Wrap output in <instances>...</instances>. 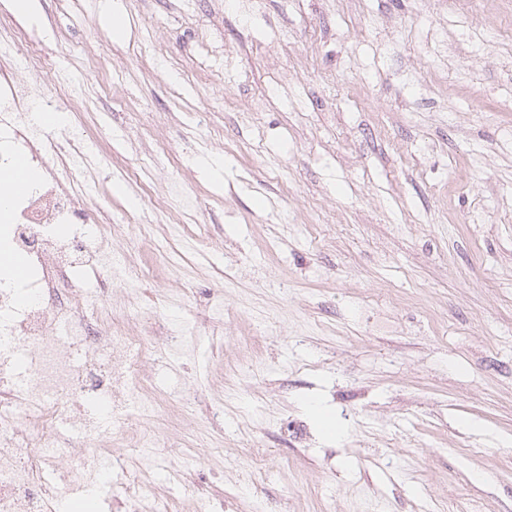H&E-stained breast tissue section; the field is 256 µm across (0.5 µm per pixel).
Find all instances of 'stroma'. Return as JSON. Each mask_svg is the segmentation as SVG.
I'll use <instances>...</instances> for the list:
<instances>
[{"label": "stroma", "mask_w": 512, "mask_h": 512, "mask_svg": "<svg viewBox=\"0 0 512 512\" xmlns=\"http://www.w3.org/2000/svg\"><path fill=\"white\" fill-rule=\"evenodd\" d=\"M32 2L0 0V41L80 97L49 134H99L72 180L112 222L86 235L142 270L156 329L143 495L215 430L204 512H512V0Z\"/></svg>", "instance_id": "1"}]
</instances>
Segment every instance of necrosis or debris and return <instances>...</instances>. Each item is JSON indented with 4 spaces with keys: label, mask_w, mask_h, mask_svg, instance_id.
<instances>
[{
    "label": "necrosis or debris",
    "mask_w": 512,
    "mask_h": 512,
    "mask_svg": "<svg viewBox=\"0 0 512 512\" xmlns=\"http://www.w3.org/2000/svg\"><path fill=\"white\" fill-rule=\"evenodd\" d=\"M40 56L0 50V157L30 156L43 177L0 211V253L24 256L29 274L0 275V512H55L69 479L83 475L110 486L114 472L149 473L157 464L151 430L130 422L132 390L140 408L159 406L152 377H135L146 343L131 315L112 301L115 289L134 288L138 274L112 268V244L90 248L59 226L99 223L92 189L71 186L84 165L85 131L42 148L43 131L28 120L31 102L44 109L80 103L62 80L49 93L30 97L26 73L41 69ZM120 436L137 458L112 454ZM201 493L175 498L131 494L122 512H195Z\"/></svg>",
    "instance_id": "necrosis-or-debris-1"
}]
</instances>
